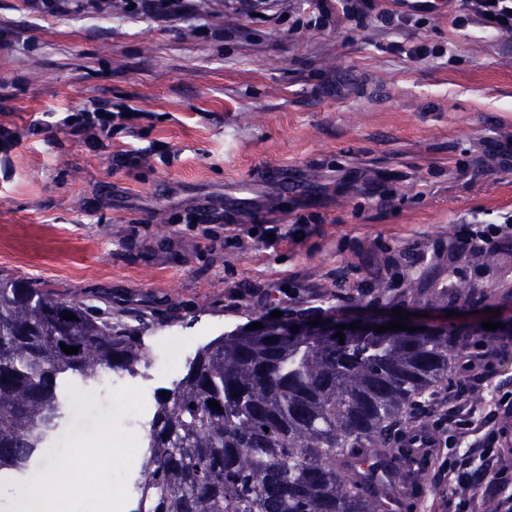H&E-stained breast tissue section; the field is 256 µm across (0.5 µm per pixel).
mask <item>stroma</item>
I'll return each instance as SVG.
<instances>
[{
	"label": "stroma",
	"mask_w": 512,
	"mask_h": 512,
	"mask_svg": "<svg viewBox=\"0 0 512 512\" xmlns=\"http://www.w3.org/2000/svg\"><path fill=\"white\" fill-rule=\"evenodd\" d=\"M300 3L265 18L190 0L165 20L132 16L122 0L100 12L71 0L54 16L0 0V87L13 91L0 126L20 135L0 168V279L141 318L150 362H167L84 403L57 451L149 424L140 402L186 364L163 347L170 333L197 347L283 307L345 311L358 292L372 312H412V293L428 297L456 270L485 300L429 317L482 327L494 309L500 327L478 339L493 352L484 380L449 371L426 414L406 421L409 431L452 412L473 424L442 428L413 492L420 512H485L491 497L512 512L499 487L512 483V440L494 432L512 409L490 393L512 391V234L492 241L494 269L448 257L460 233L512 212V30L485 27L467 0L397 26L382 22L391 5L379 0L363 26L324 29ZM202 24L225 38L199 34ZM420 45L433 55L416 56ZM99 98L136 118L100 143L71 135L62 118ZM133 150L138 166L116 164ZM187 208L224 221L174 223ZM271 224L285 232L273 244L260 236Z\"/></svg>",
	"instance_id": "35a3bbf8"
}]
</instances>
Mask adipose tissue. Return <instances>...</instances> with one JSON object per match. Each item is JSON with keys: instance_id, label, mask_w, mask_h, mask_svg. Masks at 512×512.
<instances>
[{"instance_id": "1", "label": "adipose tissue", "mask_w": 512, "mask_h": 512, "mask_svg": "<svg viewBox=\"0 0 512 512\" xmlns=\"http://www.w3.org/2000/svg\"><path fill=\"white\" fill-rule=\"evenodd\" d=\"M127 437L104 439L68 455L48 456L39 482L24 496L26 512H76L84 494L95 492L99 478L128 461Z\"/></svg>"}]
</instances>
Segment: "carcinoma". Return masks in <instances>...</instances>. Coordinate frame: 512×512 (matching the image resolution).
I'll return each mask as SVG.
<instances>
[{
	"label": "carcinoma",
	"instance_id": "obj_1",
	"mask_svg": "<svg viewBox=\"0 0 512 512\" xmlns=\"http://www.w3.org/2000/svg\"><path fill=\"white\" fill-rule=\"evenodd\" d=\"M477 288L450 278L428 304L479 300ZM339 320L334 310L259 318L260 329L236 326L199 347L170 395L155 398L133 512H393L388 488L367 481L361 465L407 480L421 472L399 430L409 407L447 378L464 337L481 332L368 327L341 345ZM147 355L137 329L94 306L0 281V476L18 479L50 455L72 387L132 375Z\"/></svg>",
	"mask_w": 512,
	"mask_h": 512
}]
</instances>
